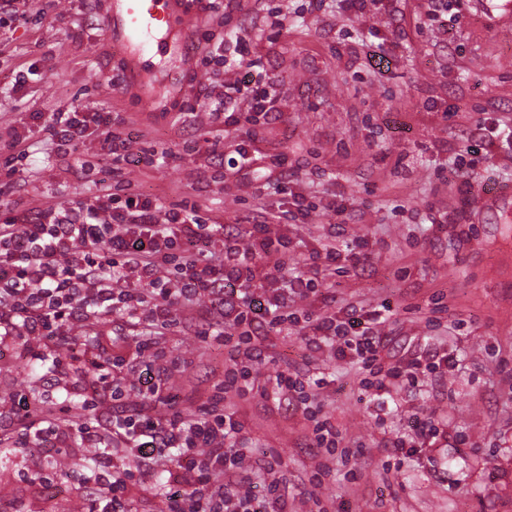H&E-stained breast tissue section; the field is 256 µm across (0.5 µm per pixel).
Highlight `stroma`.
Wrapping results in <instances>:
<instances>
[{
  "label": "stroma",
  "mask_w": 512,
  "mask_h": 512,
  "mask_svg": "<svg viewBox=\"0 0 512 512\" xmlns=\"http://www.w3.org/2000/svg\"><path fill=\"white\" fill-rule=\"evenodd\" d=\"M115 0H59L48 24L27 0L25 19L0 35V138L18 134L25 156L0 170V199L16 212L89 202L112 187V171L163 205H197L207 223L227 225L248 245L253 225L287 234L298 260L322 250L343 223V272L328 296L296 305L312 315L381 318V355L401 365L435 358L415 385L368 389L359 366L330 350L309 352L305 331L260 332L264 359L252 394L231 408L254 457H277L288 512L312 499L336 512H512V206L472 208L466 184L494 197L512 187V35L471 0H371L364 12L343 0H231L222 21L194 13L191 35L162 31L156 57L113 44L104 26ZM224 40L225 60L205 64V32ZM256 60L252 77L271 80L274 109L248 125L213 110L233 64ZM89 111L121 117L131 139L115 164L97 135L69 154L46 140L39 112ZM285 159L289 192L306 219H283L289 193L267 180L261 160ZM346 212L336 216L334 202ZM176 323L155 336L166 357H137L147 329L98 314L62 329L107 357L105 381L138 402L151 363L166 368L164 391L183 414L205 405L224 378L223 342L200 336L196 307H176ZM23 357L0 355V415L19 398L37 417L60 420L82 409L84 380L65 347L35 339ZM289 371L322 380L315 402L340 431L344 459L326 463L333 483L311 476L324 463L309 446L302 405L280 404L273 379ZM432 419L435 437L415 447L414 423ZM95 451L73 440L0 453V512H87L96 491ZM63 464L57 473L53 461ZM172 457L144 477L130 458L118 475L128 512H167Z\"/></svg>",
  "instance_id": "stroma-1"
}]
</instances>
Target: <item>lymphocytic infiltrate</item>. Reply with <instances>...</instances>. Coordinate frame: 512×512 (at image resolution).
<instances>
[{"label": "lymphocytic infiltrate", "mask_w": 512, "mask_h": 512, "mask_svg": "<svg viewBox=\"0 0 512 512\" xmlns=\"http://www.w3.org/2000/svg\"><path fill=\"white\" fill-rule=\"evenodd\" d=\"M43 129L60 149L96 134L114 160L129 155V139L108 112L81 106L52 112ZM218 238L224 242L220 253L211 247ZM271 255L287 266L288 237L271 234L269 225H254L243 248L223 225L202 221L197 207L164 209L119 183L94 202L73 207L17 215L1 203L0 344L100 311L139 316L158 329L174 325L177 305L201 301L223 311L221 334L231 358L218 394L198 414L155 419L144 407L125 410L113 417L107 433L99 423V400L91 394L82 402L89 418L79 438L96 449L98 461L122 452L145 468L158 450L175 451L185 491L174 497L172 512H283L277 487L263 499L242 492L252 451L238 441L239 424L226 410L227 399L245 398L254 389L253 370L262 355L257 331L307 323L309 341L355 358L376 376L379 391L400 378H415L420 364L384 366L378 358L380 332L353 316H299L277 274H267V289L255 294L257 260Z\"/></svg>", "instance_id": "obj_1"}]
</instances>
